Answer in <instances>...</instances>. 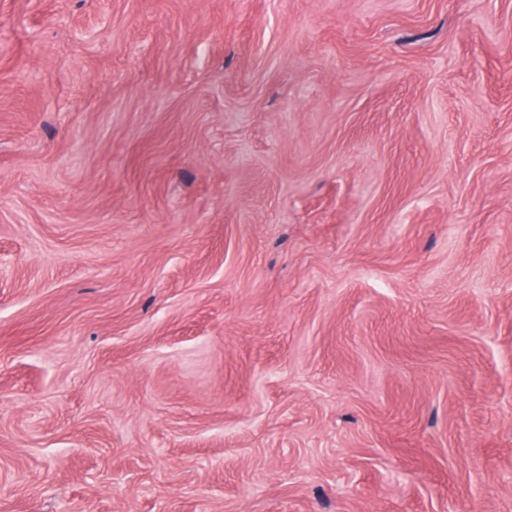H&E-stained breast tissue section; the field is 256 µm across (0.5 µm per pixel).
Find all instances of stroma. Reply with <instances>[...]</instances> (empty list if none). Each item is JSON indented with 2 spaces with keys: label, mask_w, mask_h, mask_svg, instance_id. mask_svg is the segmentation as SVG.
I'll list each match as a JSON object with an SVG mask.
<instances>
[{
  "label": "stroma",
  "mask_w": 512,
  "mask_h": 512,
  "mask_svg": "<svg viewBox=\"0 0 512 512\" xmlns=\"http://www.w3.org/2000/svg\"><path fill=\"white\" fill-rule=\"evenodd\" d=\"M0 512H512V0H0Z\"/></svg>",
  "instance_id": "obj_1"
}]
</instances>
